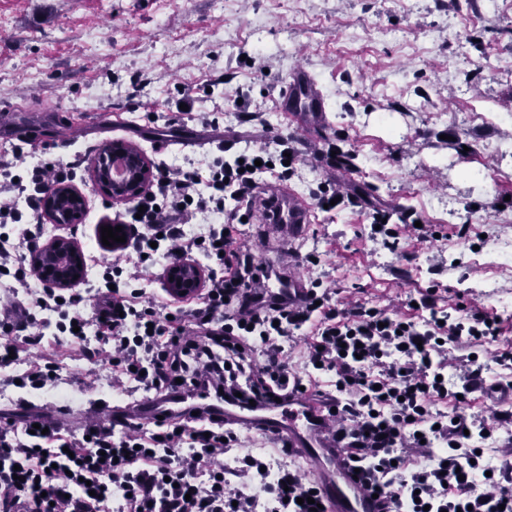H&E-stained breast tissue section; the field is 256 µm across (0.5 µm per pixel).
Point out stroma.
<instances>
[{"mask_svg": "<svg viewBox=\"0 0 512 512\" xmlns=\"http://www.w3.org/2000/svg\"><path fill=\"white\" fill-rule=\"evenodd\" d=\"M512 0H0V145L28 133L35 147L12 159L19 174L39 161L82 157L74 184L86 196L81 223H48L50 237L73 238L89 275L115 258L101 227L121 223L124 204L97 190L92 169L113 137L111 115L126 138L166 141L161 161L205 168L218 140L263 148L286 133L278 106L282 82L303 68L324 94L326 138L290 134L296 174L290 192L311 209V226L291 250L314 251L304 270L321 279L333 302L357 301L415 317L413 302L438 291V308H485L502 320L498 341L478 346L493 365L512 344ZM252 120L241 121L239 111ZM180 113L177 125L165 119ZM472 144L460 156L446 138ZM357 155L348 173L317 160L322 146ZM327 182L351 193L376 186L379 201H341L323 210L314 197ZM432 229L424 241L403 223L395 249L370 238L373 212L395 205ZM498 258L484 261L488 251ZM54 356L65 381L31 395L33 404L86 408L109 398L105 357L89 358L45 333L24 347L25 365Z\"/></svg>", "mask_w": 512, "mask_h": 512, "instance_id": "stroma-1", "label": "stroma"}]
</instances>
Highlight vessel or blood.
<instances>
[{"instance_id": "1", "label": "vessel or blood", "mask_w": 512, "mask_h": 512, "mask_svg": "<svg viewBox=\"0 0 512 512\" xmlns=\"http://www.w3.org/2000/svg\"><path fill=\"white\" fill-rule=\"evenodd\" d=\"M279 106L296 123L320 121L323 94L303 70H295L279 91ZM250 218L271 224L274 234L268 242L277 254V270L268 271L262 286L267 294L287 293L297 299L307 291L303 276L292 273L288 247L302 237L310 222V210L286 188L260 193L249 211ZM201 407L225 424L241 429L266 431L286 437L289 446L306 462L316 480L327 512H380L379 505L365 492L351 470L345 449L336 447L326 429L331 403L309 394L288 393L280 402L251 406L211 395L207 390H163L152 396L119 406L101 403L104 418H136L147 422L174 417Z\"/></svg>"}]
</instances>
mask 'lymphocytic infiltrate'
Instances as JSON below:
<instances>
[{"mask_svg": "<svg viewBox=\"0 0 512 512\" xmlns=\"http://www.w3.org/2000/svg\"><path fill=\"white\" fill-rule=\"evenodd\" d=\"M287 145L281 136L258 150L218 145L205 177L193 166L155 164L151 186L124 213L137 261H113L97 275L89 319L78 309L81 289L38 286L28 262L45 237V191L73 182L74 163L43 162L17 179L0 157V296L12 307L0 314V367L51 325L73 336L83 355L105 356L127 394L201 387L230 401L271 403L303 385L285 344L307 326L304 367L337 386L332 438L382 512H512V463L490 462L496 432L512 427V406L489 421L439 408L485 385V366L472 359L461 386L450 388L442 358L452 344L497 340V313L468 309L444 321L428 298L420 305L430 317L408 320L360 302L338 307L318 281L297 302L265 297V267L240 229L225 224L224 210L227 201L252 198L268 167L283 181L294 175ZM197 221L201 230L187 235L185 225ZM159 255L207 261L199 296L166 313L138 286ZM278 446V457L242 452L236 430L201 414L119 432L90 422L66 437L45 419L0 416V512H311L316 485L286 441ZM420 446L431 448L430 459L411 465L407 451ZM231 448L238 455L229 469ZM234 477L242 487L231 488Z\"/></svg>", "mask_w": 512, "mask_h": 512, "instance_id": "f902f5d3", "label": "lymphocytic infiltrate"}]
</instances>
